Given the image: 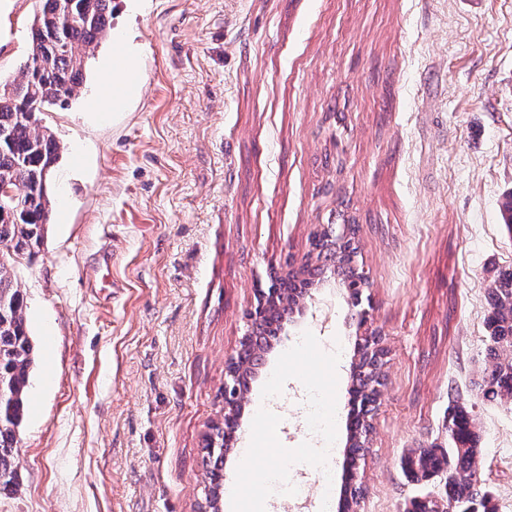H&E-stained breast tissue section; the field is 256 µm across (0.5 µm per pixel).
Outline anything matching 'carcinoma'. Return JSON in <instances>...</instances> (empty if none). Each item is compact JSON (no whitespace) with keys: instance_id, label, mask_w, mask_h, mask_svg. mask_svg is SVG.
Segmentation results:
<instances>
[{"instance_id":"cac0c4a2","label":"carcinoma","mask_w":512,"mask_h":512,"mask_svg":"<svg viewBox=\"0 0 512 512\" xmlns=\"http://www.w3.org/2000/svg\"><path fill=\"white\" fill-rule=\"evenodd\" d=\"M31 24V52L21 65L20 76L0 82V186L15 185L21 200L14 212L0 217V246L17 256L30 255L39 247L44 225L50 223L51 201L44 174L52 173L60 145L41 125L40 114L51 106L64 107L86 81L85 58L94 54L111 29L112 0H38ZM347 236L336 240V267L316 275L304 263L281 279V295L265 331L276 337L285 313L308 298L327 276L340 277L352 305L362 304L365 284L355 275L357 229L345 225ZM15 260H0V490L16 485L14 444L24 416L33 346L28 334L24 295L14 280ZM491 315L487 322L491 364L480 375L483 397L512 404V273L495 279L488 289ZM380 339L370 335L355 342L353 370L365 377L364 389L351 395L358 405H376V378L384 366ZM446 448H411L404 468L416 477L436 478L445 493L415 497L404 512H496L491 492L477 475L478 430L472 410L463 401L448 406ZM371 425L365 413L349 422L347 440L368 442ZM360 486L347 480L341 512H355Z\"/></svg>"}]
</instances>
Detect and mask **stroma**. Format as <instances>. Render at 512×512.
<instances>
[{
	"instance_id": "obj_1",
	"label": "stroma",
	"mask_w": 512,
	"mask_h": 512,
	"mask_svg": "<svg viewBox=\"0 0 512 512\" xmlns=\"http://www.w3.org/2000/svg\"><path fill=\"white\" fill-rule=\"evenodd\" d=\"M37 8L0 0L1 78L18 76ZM112 12L139 55V93L100 119L106 38L80 94L41 114L61 153L51 222L14 268L35 361L0 512H200L204 436L224 418L225 362L256 290L344 223L359 226L386 352L359 512L441 492L403 456L447 445L457 396L479 420L481 482L512 512V405L476 386L488 287L512 272V0H112ZM354 314L330 281L285 322L242 418L247 443L273 405L278 451L225 453L222 512L243 498L337 512ZM315 396L335 411L325 458Z\"/></svg>"
}]
</instances>
